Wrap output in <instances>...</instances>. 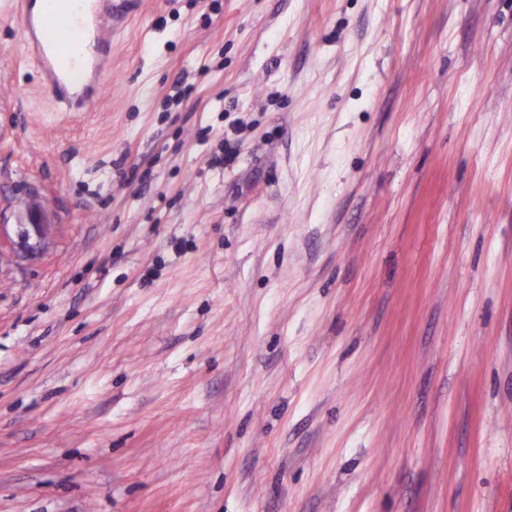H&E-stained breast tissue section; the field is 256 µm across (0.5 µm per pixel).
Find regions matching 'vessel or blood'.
Wrapping results in <instances>:
<instances>
[{
  "mask_svg": "<svg viewBox=\"0 0 512 512\" xmlns=\"http://www.w3.org/2000/svg\"><path fill=\"white\" fill-rule=\"evenodd\" d=\"M117 0H20L25 56L65 112L88 111L112 67Z\"/></svg>",
  "mask_w": 512,
  "mask_h": 512,
  "instance_id": "b4317fda",
  "label": "vessel or blood"
}]
</instances>
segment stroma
Listing matches in <instances>:
<instances>
[{
    "instance_id": "1",
    "label": "stroma",
    "mask_w": 512,
    "mask_h": 512,
    "mask_svg": "<svg viewBox=\"0 0 512 512\" xmlns=\"http://www.w3.org/2000/svg\"><path fill=\"white\" fill-rule=\"evenodd\" d=\"M14 4L0 512H512V0H127L87 112ZM27 208L20 214L18 220L19 224H17V234L16 240L8 239V242L12 248H21V249H33L34 245L30 243L31 240H35V244H40L42 240L47 238L51 232L53 225L52 224H37L34 220L31 221L32 216L30 214L31 211L37 210L41 213V221L46 222V215L42 205L37 202ZM33 222V224H31Z\"/></svg>"
}]
</instances>
